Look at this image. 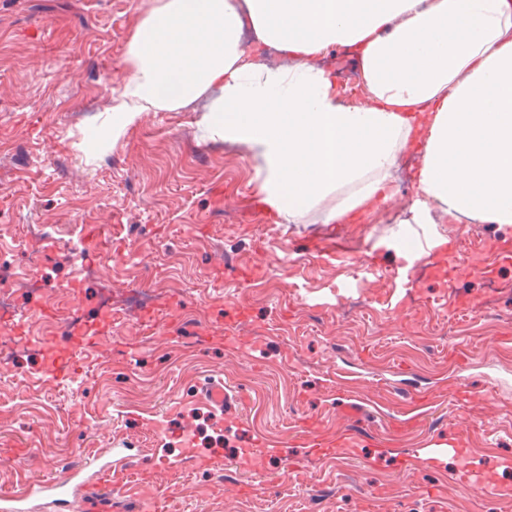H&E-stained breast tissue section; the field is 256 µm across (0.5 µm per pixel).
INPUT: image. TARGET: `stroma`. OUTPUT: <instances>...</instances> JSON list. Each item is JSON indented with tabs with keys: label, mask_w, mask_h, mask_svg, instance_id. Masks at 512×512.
<instances>
[{
	"label": "stroma",
	"mask_w": 512,
	"mask_h": 512,
	"mask_svg": "<svg viewBox=\"0 0 512 512\" xmlns=\"http://www.w3.org/2000/svg\"><path fill=\"white\" fill-rule=\"evenodd\" d=\"M157 3L0 0V296L17 326L0 355V490L108 448L134 475L85 491L96 512H512V264L491 260L512 227L407 223L410 148L380 216L255 215L252 155L199 139L187 108L146 113L91 154ZM316 237L334 256L307 251ZM443 240L456 267L405 287L400 263ZM53 351L72 353L73 379L49 372ZM212 379L244 407L200 403ZM441 386L425 421L400 427L404 395ZM351 406L360 442L300 447L306 425L345 429ZM465 431L498 493L452 482L448 457L404 467L431 436ZM188 437L212 468L156 470ZM259 440L280 482L239 468Z\"/></svg>",
	"instance_id": "1"
}]
</instances>
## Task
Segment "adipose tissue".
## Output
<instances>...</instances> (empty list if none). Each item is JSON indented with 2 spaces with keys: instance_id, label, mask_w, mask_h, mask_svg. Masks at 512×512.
<instances>
[{
  "instance_id": "1",
  "label": "adipose tissue",
  "mask_w": 512,
  "mask_h": 512,
  "mask_svg": "<svg viewBox=\"0 0 512 512\" xmlns=\"http://www.w3.org/2000/svg\"><path fill=\"white\" fill-rule=\"evenodd\" d=\"M338 47L360 59L362 99L322 65ZM265 48L286 64L262 62ZM127 60L104 144L144 113L199 109L206 138L251 152L255 192L282 223L376 212L416 142L410 223L437 208L512 226V0H158Z\"/></svg>"
}]
</instances>
